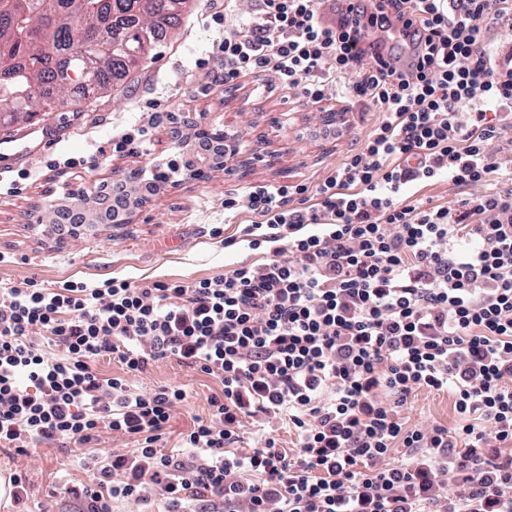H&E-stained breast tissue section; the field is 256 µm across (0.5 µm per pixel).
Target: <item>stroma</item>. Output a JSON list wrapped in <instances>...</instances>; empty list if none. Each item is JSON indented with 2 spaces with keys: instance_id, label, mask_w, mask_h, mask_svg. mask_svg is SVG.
<instances>
[{
  "instance_id": "35a3bbf8",
  "label": "stroma",
  "mask_w": 512,
  "mask_h": 512,
  "mask_svg": "<svg viewBox=\"0 0 512 512\" xmlns=\"http://www.w3.org/2000/svg\"><path fill=\"white\" fill-rule=\"evenodd\" d=\"M203 0H193L188 19L172 30L143 68L100 100L82 101L78 108H63L34 124L0 128V283L37 277L44 283L72 278L94 285L112 276L144 280H191L223 275L240 262L254 260V252L241 245L225 246L238 237L250 213L225 215L224 197L260 183L310 182L345 156L347 134L313 137L326 129L328 114L346 124L360 122L359 105L328 95L306 103L291 91L277 87L273 78L249 75L237 88L214 83L207 91L179 81L193 70L196 60L208 57L217 31L204 17ZM154 101L163 112L200 114L204 128L235 133L241 155L263 154L265 160L244 171L216 168L203 178L167 184L147 206L122 226L98 225L72 241H56L38 232L49 224L59 205L77 184L93 187L111 182L117 172L162 164L177 152L168 137L166 121L156 123L145 150L111 157L74 179L69 170L51 167L54 159L86 156L133 123L145 102ZM221 236H213L212 227ZM143 389L173 385L187 393L184 404L167 424L163 452L186 456L177 441L197 420L208 419L209 397L220 392L210 376L173 360L149 366L139 377ZM398 417L406 428L437 423L448 428L462 425L449 391L417 390ZM84 448L44 444L20 454L0 449V474L22 475L30 512H73L68 487L89 484L94 476Z\"/></svg>"
}]
</instances>
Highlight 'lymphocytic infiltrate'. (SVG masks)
Masks as SVG:
<instances>
[{"label": "lymphocytic infiltrate", "instance_id": "1", "mask_svg": "<svg viewBox=\"0 0 512 512\" xmlns=\"http://www.w3.org/2000/svg\"><path fill=\"white\" fill-rule=\"evenodd\" d=\"M255 0L211 56L234 84L272 75L318 102L329 88L371 119L355 149L315 183L256 184L224 208L255 215L240 234L258 259L199 280L111 277L0 286V447L82 446L101 433L133 453L94 461L70 488L78 512L161 496L169 512H512V51L499 29L512 0ZM401 25L405 53L371 41ZM137 120L65 165L145 146ZM448 178L452 201L424 196ZM118 358L123 375L95 369ZM168 359L218 380L210 417L182 437L185 465L158 447L183 389L136 377ZM451 391L466 423L404 428L415 391ZM292 425L294 455L264 436L238 453L246 419ZM409 460L388 467L390 448Z\"/></svg>", "mask_w": 512, "mask_h": 512}]
</instances>
